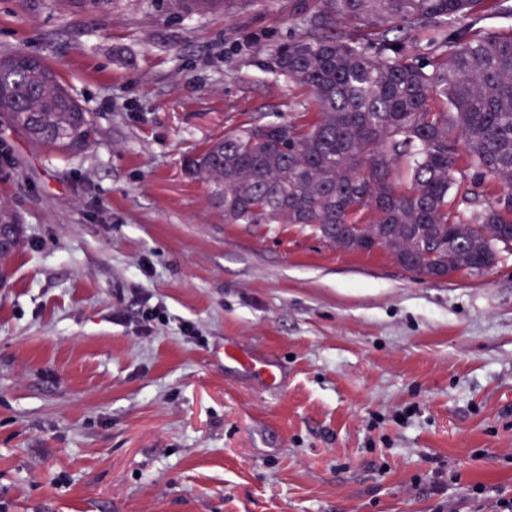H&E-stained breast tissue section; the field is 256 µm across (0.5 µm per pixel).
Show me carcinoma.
Listing matches in <instances>:
<instances>
[{
  "instance_id": "obj_1",
  "label": "carcinoma",
  "mask_w": 512,
  "mask_h": 512,
  "mask_svg": "<svg viewBox=\"0 0 512 512\" xmlns=\"http://www.w3.org/2000/svg\"><path fill=\"white\" fill-rule=\"evenodd\" d=\"M263 62L306 95L309 123L241 126L189 161L228 224H366L426 279L492 269L512 250V0H316ZM182 13L244 0H171ZM425 37L429 52L417 50ZM79 150L88 113L40 56H0V116ZM502 193L482 206V186ZM0 279L21 224L0 201Z\"/></svg>"
}]
</instances>
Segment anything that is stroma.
Instances as JSON below:
<instances>
[{
    "mask_svg": "<svg viewBox=\"0 0 512 512\" xmlns=\"http://www.w3.org/2000/svg\"><path fill=\"white\" fill-rule=\"evenodd\" d=\"M299 0H0L82 149L0 118L23 226L0 282V512H498L512 499V253L424 281L298 224H228L188 162L240 125L313 120L262 66ZM235 344L283 390L224 365ZM443 491L432 489L434 481ZM246 4L245 0H171V5L177 12L186 14L213 10L228 12Z\"/></svg>",
    "mask_w": 512,
    "mask_h": 512,
    "instance_id": "stroma-1",
    "label": "stroma"
}]
</instances>
